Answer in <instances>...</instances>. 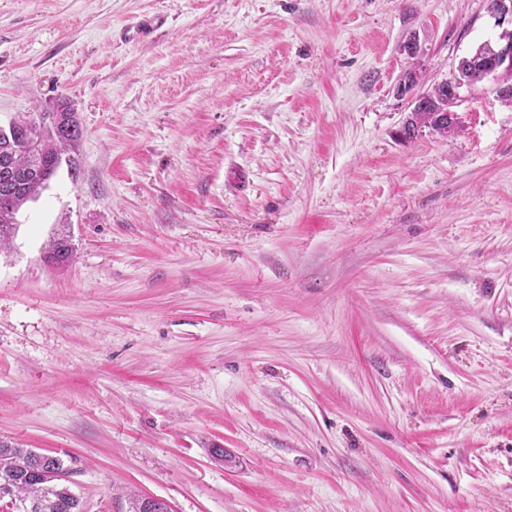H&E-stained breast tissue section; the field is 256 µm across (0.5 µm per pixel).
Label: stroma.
Here are the masks:
<instances>
[{
    "label": "stroma",
    "mask_w": 512,
    "mask_h": 512,
    "mask_svg": "<svg viewBox=\"0 0 512 512\" xmlns=\"http://www.w3.org/2000/svg\"><path fill=\"white\" fill-rule=\"evenodd\" d=\"M500 32L487 0H0V124L82 128L0 252V439L77 457L84 512H512V106L487 78L404 140L396 93ZM51 240L49 247L43 254V261L49 266L62 267L70 263L74 255V246L70 235L62 225Z\"/></svg>",
    "instance_id": "35a3bbf8"
}]
</instances>
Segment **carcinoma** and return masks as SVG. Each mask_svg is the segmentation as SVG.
Segmentation results:
<instances>
[{"label": "carcinoma", "instance_id": "cac0c4a2", "mask_svg": "<svg viewBox=\"0 0 512 512\" xmlns=\"http://www.w3.org/2000/svg\"><path fill=\"white\" fill-rule=\"evenodd\" d=\"M54 113L56 120L45 117L35 130L16 127L11 170L4 172L0 162V249L16 233L15 214L46 187L63 151L76 145L82 136L68 103H59ZM421 128L445 135L437 106L414 113L412 121L403 127V136L410 139ZM73 255L70 235L62 228L44 252L43 261L62 267L71 262ZM77 464L78 459L69 454H43L0 440V502L20 503L25 512H82L81 502L70 488Z\"/></svg>", "mask_w": 512, "mask_h": 512}]
</instances>
